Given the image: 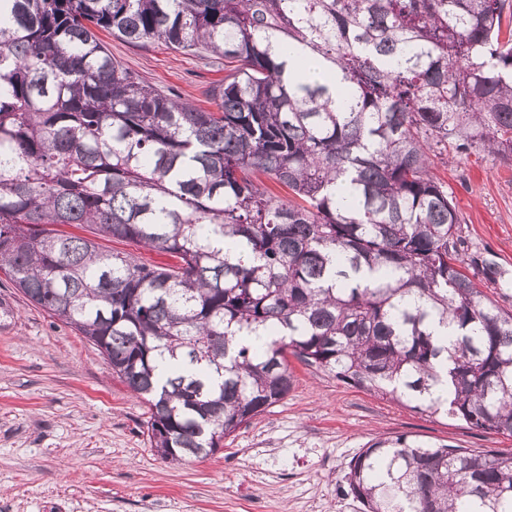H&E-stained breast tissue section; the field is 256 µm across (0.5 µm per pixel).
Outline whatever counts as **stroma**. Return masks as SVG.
<instances>
[{
  "mask_svg": "<svg viewBox=\"0 0 512 512\" xmlns=\"http://www.w3.org/2000/svg\"><path fill=\"white\" fill-rule=\"evenodd\" d=\"M106 43L130 71L199 106L224 79L223 59L210 54ZM433 172L455 199L467 242L512 269V163L475 153L436 160ZM292 368L288 396L214 456L166 462L145 432L146 405L107 360L0 272V512H363L345 475L377 437L512 456V437Z\"/></svg>",
  "mask_w": 512,
  "mask_h": 512,
  "instance_id": "1",
  "label": "stroma"
}]
</instances>
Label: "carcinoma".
<instances>
[{
	"instance_id": "carcinoma-1",
	"label": "carcinoma",
	"mask_w": 512,
	"mask_h": 512,
	"mask_svg": "<svg viewBox=\"0 0 512 512\" xmlns=\"http://www.w3.org/2000/svg\"><path fill=\"white\" fill-rule=\"evenodd\" d=\"M101 31L224 58L215 109L145 83ZM294 43L344 98L286 83ZM449 150L512 162V0H0V271L142 399L164 461L282 401L290 355L512 437V312L480 289L512 273L459 234L433 173ZM346 481L364 512H512V457L416 436L372 441ZM105 245L112 247L118 251L122 252H131L137 256L142 257L144 260L157 264V265H165L168 263H172L173 259L166 253L159 251H151L140 246H136L132 243H114V242H104Z\"/></svg>"
}]
</instances>
